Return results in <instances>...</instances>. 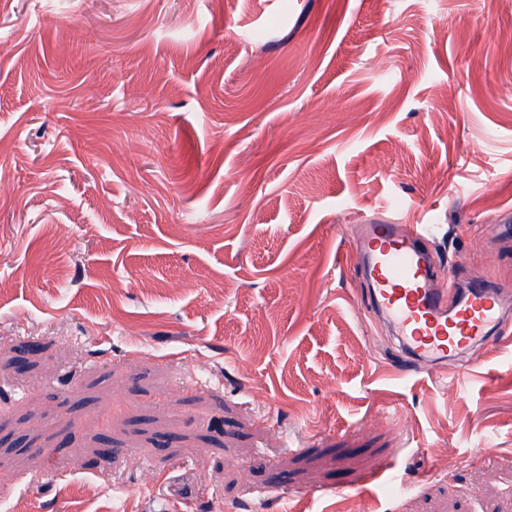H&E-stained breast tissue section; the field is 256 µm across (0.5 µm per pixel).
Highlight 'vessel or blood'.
<instances>
[{
    "instance_id": "1",
    "label": "vessel or blood",
    "mask_w": 512,
    "mask_h": 512,
    "mask_svg": "<svg viewBox=\"0 0 512 512\" xmlns=\"http://www.w3.org/2000/svg\"><path fill=\"white\" fill-rule=\"evenodd\" d=\"M433 233L430 224H368L357 240L375 305L387 315L421 371L447 361L469 343H487L489 327L504 323L496 289L474 284L456 303H449L455 282H440L431 255L419 247L420 240Z\"/></svg>"
}]
</instances>
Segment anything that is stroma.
Segmentation results:
<instances>
[{
  "label": "stroma",
  "instance_id": "35a3bbf8",
  "mask_svg": "<svg viewBox=\"0 0 512 512\" xmlns=\"http://www.w3.org/2000/svg\"><path fill=\"white\" fill-rule=\"evenodd\" d=\"M509 219L498 0H0V512H507L512 315L402 378L351 245Z\"/></svg>",
  "mask_w": 512,
  "mask_h": 512
}]
</instances>
